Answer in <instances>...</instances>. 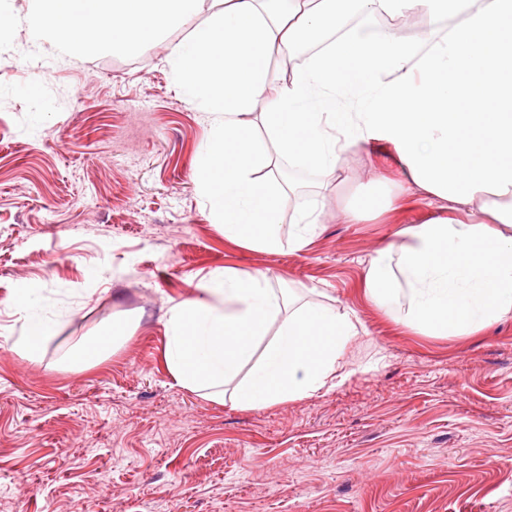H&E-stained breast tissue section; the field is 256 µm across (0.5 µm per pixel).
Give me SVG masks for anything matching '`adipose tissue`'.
<instances>
[{"label":"adipose tissue","instance_id":"1","mask_svg":"<svg viewBox=\"0 0 512 512\" xmlns=\"http://www.w3.org/2000/svg\"><path fill=\"white\" fill-rule=\"evenodd\" d=\"M221 10L170 47L184 95L209 117L196 178L225 239L269 252L307 249L322 201L280 234L282 162L329 180L345 155L394 149L400 181L374 180L386 199L419 196L451 210L398 231L364 275L366 298L399 324L471 336L512 314V0H220ZM204 0H27L32 42L62 56L134 52L182 27ZM404 13L408 36L344 23L348 13ZM313 47L300 60L301 44ZM286 73L271 84V65ZM266 138L246 122L257 98ZM23 322L13 349L40 361L56 323L36 287L12 300ZM362 324L355 311L308 307L261 270H209L193 296L169 301L164 361L175 386L252 409L299 400L336 379ZM133 334L125 321L81 342L92 367Z\"/></svg>","mask_w":512,"mask_h":512}]
</instances>
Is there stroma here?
<instances>
[{
	"label": "stroma",
	"mask_w": 512,
	"mask_h": 512,
	"mask_svg": "<svg viewBox=\"0 0 512 512\" xmlns=\"http://www.w3.org/2000/svg\"><path fill=\"white\" fill-rule=\"evenodd\" d=\"M0 38V512H512V316L475 336H428L363 293L375 250L402 227L444 217L408 196L339 220L391 148L346 162L326 222L303 252L226 240L196 184L209 121L169 60L186 27L138 52L30 57L25 0ZM269 271L311 300L354 310L364 331L343 380L253 409L172 386L162 317L201 275ZM37 285L57 321L40 363L21 359L11 301ZM137 328L114 356L63 369L74 345L114 321Z\"/></svg>",
	"instance_id": "obj_1"
}]
</instances>
